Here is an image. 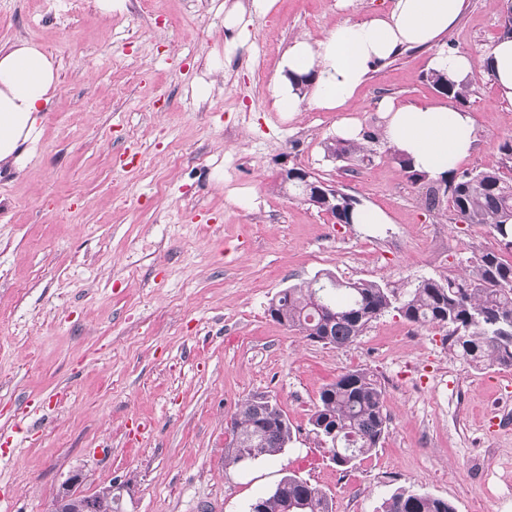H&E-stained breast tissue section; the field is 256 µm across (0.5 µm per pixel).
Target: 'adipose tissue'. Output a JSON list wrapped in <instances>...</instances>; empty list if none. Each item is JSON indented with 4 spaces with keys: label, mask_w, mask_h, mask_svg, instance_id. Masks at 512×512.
<instances>
[{
    "label": "adipose tissue",
    "mask_w": 512,
    "mask_h": 512,
    "mask_svg": "<svg viewBox=\"0 0 512 512\" xmlns=\"http://www.w3.org/2000/svg\"><path fill=\"white\" fill-rule=\"evenodd\" d=\"M465 0H389L384 14L346 22L312 43L295 38L272 85L277 111L294 117L302 101L341 109L375 65L405 47H436L434 70L458 82L487 67L501 97L512 100V39L495 42L482 63L441 40L456 22ZM57 84L54 60L37 45L0 46V167L21 168L26 148L39 137V123ZM377 110L389 145L408 156L428 178L455 170L475 143L473 118L454 105H402L381 99Z\"/></svg>",
    "instance_id": "adipose-tissue-1"
}]
</instances>
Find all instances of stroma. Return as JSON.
I'll list each match as a JSON object with an SVG mask.
<instances>
[{
  "instance_id": "1",
  "label": "stroma",
  "mask_w": 512,
  "mask_h": 512,
  "mask_svg": "<svg viewBox=\"0 0 512 512\" xmlns=\"http://www.w3.org/2000/svg\"><path fill=\"white\" fill-rule=\"evenodd\" d=\"M0 0V44H37L58 68L56 93L21 170H0V512H42L70 474L84 494L121 483L123 512H248L280 479L325 492L332 512H381L411 487L456 512H512V492L483 475L512 470V369L475 367L446 331L397 313L351 345L312 343L271 320L282 290L332 272L409 290L464 274L495 246L449 201L426 204L385 140L326 156L336 125L380 131L374 103L441 101L435 54L406 48L370 71L340 111L286 118L271 84L296 37L322 39L387 0ZM503 0H466L444 38L481 59L501 38ZM223 61L216 71L215 61ZM212 83L207 100L194 94ZM478 138L457 166H496L512 137V102L490 78L464 105ZM299 167L381 210L384 224H339L281 185ZM362 368L384 388L385 438L353 469L311 431L322 388ZM265 394L287 416L284 451L228 468V424Z\"/></svg>"
}]
</instances>
